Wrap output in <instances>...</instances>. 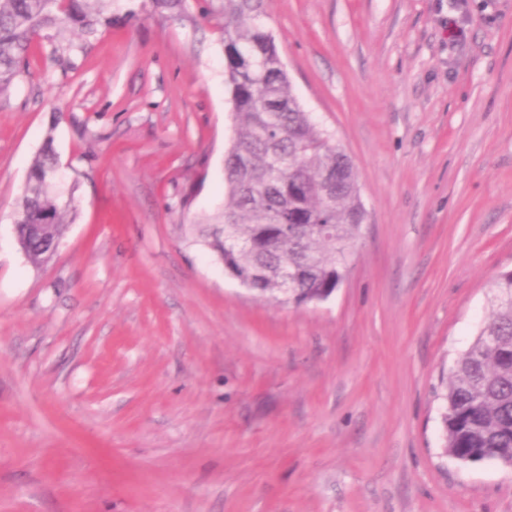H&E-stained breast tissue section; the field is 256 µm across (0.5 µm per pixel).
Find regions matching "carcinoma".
<instances>
[{
    "mask_svg": "<svg viewBox=\"0 0 512 512\" xmlns=\"http://www.w3.org/2000/svg\"><path fill=\"white\" fill-rule=\"evenodd\" d=\"M106 2L0 0V96L27 74L43 32L65 24L89 39L112 26ZM263 2L206 0V14L222 23L233 136L224 204L200 238L259 293L297 305L335 292L347 278L366 210L349 157L293 92ZM152 5L187 16L186 0ZM56 168L47 144L17 203L18 246L34 266L49 260L48 249L26 234L28 225H47L48 238L58 241L76 218V181L57 179ZM493 290L492 318L456 360L443 394L444 453L469 463L512 459V270L497 276Z\"/></svg>",
    "mask_w": 512,
    "mask_h": 512,
    "instance_id": "1",
    "label": "carcinoma"
}]
</instances>
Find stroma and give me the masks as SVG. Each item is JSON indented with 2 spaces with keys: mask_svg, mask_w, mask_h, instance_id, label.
<instances>
[{
  "mask_svg": "<svg viewBox=\"0 0 512 512\" xmlns=\"http://www.w3.org/2000/svg\"><path fill=\"white\" fill-rule=\"evenodd\" d=\"M265 11L358 176L348 278L288 306L189 234L232 136L197 0L43 33L0 98V512H512V467L443 453L441 399L512 269V0ZM47 144L77 217L35 267L14 213Z\"/></svg>",
  "mask_w": 512,
  "mask_h": 512,
  "instance_id": "1",
  "label": "stroma"
}]
</instances>
